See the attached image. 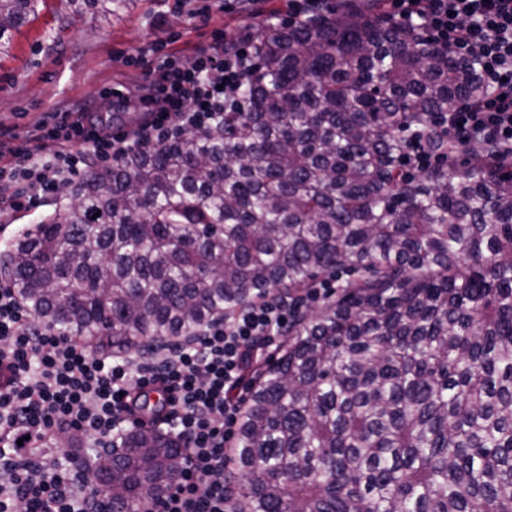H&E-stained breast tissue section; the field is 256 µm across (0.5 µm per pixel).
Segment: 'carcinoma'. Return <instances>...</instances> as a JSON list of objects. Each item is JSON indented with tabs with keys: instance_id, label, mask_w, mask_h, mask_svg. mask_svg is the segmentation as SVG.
<instances>
[{
	"instance_id": "1",
	"label": "carcinoma",
	"mask_w": 512,
	"mask_h": 512,
	"mask_svg": "<svg viewBox=\"0 0 512 512\" xmlns=\"http://www.w3.org/2000/svg\"><path fill=\"white\" fill-rule=\"evenodd\" d=\"M37 0H0V51ZM127 0H59L82 16ZM224 122L86 172L11 278L35 318L112 348L183 336L336 276L254 373L229 464L238 512H512V171L441 114L474 61L383 0L251 32ZM437 158L414 172L408 142ZM182 456L112 457V512H148Z\"/></svg>"
}]
</instances>
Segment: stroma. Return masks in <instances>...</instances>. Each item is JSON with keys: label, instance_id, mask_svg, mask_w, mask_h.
<instances>
[{"label": "stroma", "instance_id": "obj_1", "mask_svg": "<svg viewBox=\"0 0 512 512\" xmlns=\"http://www.w3.org/2000/svg\"><path fill=\"white\" fill-rule=\"evenodd\" d=\"M57 6V0H38L34 17L0 53L1 141L35 129L45 113L74 103L93 119L135 126V114L121 111L117 96L103 90L135 92L143 72L139 61L151 46L166 43L187 62L213 31L240 38L250 13L263 20L288 16V0H252L246 13L228 0H128L112 16L95 20L70 18Z\"/></svg>", "mask_w": 512, "mask_h": 512}]
</instances>
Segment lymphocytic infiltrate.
Listing matches in <instances>:
<instances>
[{"label": "lymphocytic infiltrate", "mask_w": 512, "mask_h": 512, "mask_svg": "<svg viewBox=\"0 0 512 512\" xmlns=\"http://www.w3.org/2000/svg\"><path fill=\"white\" fill-rule=\"evenodd\" d=\"M389 14L476 60L483 92L449 111L444 128L461 144L491 139L512 160V0H390ZM250 49L249 39L218 36L184 69L154 48L134 132L90 123L79 108L54 112L0 153V182L21 187L0 195V217L38 210L88 158L107 167L135 147L222 123ZM334 291L329 278L294 299L271 291L193 335L105 353L37 320L16 288L0 283V512H108V498L81 471L135 427L172 434L184 456L152 512H229L236 479L226 451L243 411L236 391L295 313Z\"/></svg>", "instance_id": "lymphocytic-infiltrate-1"}]
</instances>
